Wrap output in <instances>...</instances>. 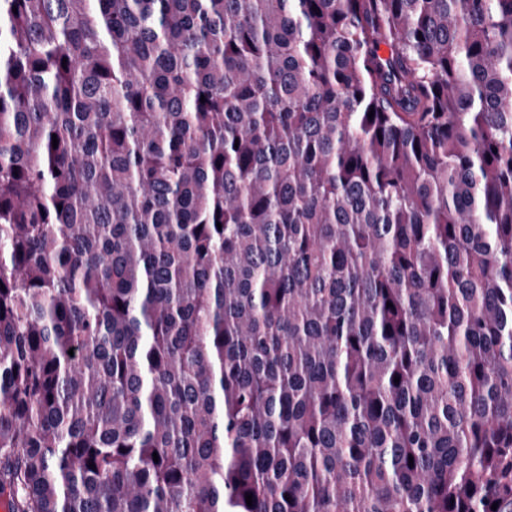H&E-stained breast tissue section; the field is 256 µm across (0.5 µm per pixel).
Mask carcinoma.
Returning a JSON list of instances; mask_svg holds the SVG:
<instances>
[{
  "mask_svg": "<svg viewBox=\"0 0 512 512\" xmlns=\"http://www.w3.org/2000/svg\"><path fill=\"white\" fill-rule=\"evenodd\" d=\"M2 495L512 512V0H0Z\"/></svg>",
  "mask_w": 512,
  "mask_h": 512,
  "instance_id": "carcinoma-1",
  "label": "carcinoma"
}]
</instances>
